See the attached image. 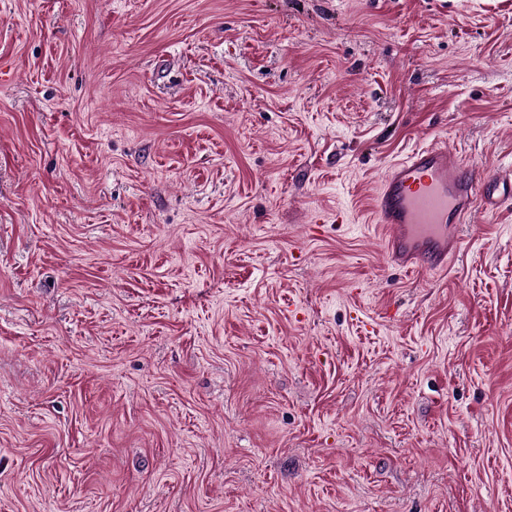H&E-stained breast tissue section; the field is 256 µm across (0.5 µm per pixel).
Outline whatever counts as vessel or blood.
Listing matches in <instances>:
<instances>
[{"label":"vessel or blood","instance_id":"vessel-or-blood-1","mask_svg":"<svg viewBox=\"0 0 512 512\" xmlns=\"http://www.w3.org/2000/svg\"><path fill=\"white\" fill-rule=\"evenodd\" d=\"M512 206V170L481 174L446 145L432 142L391 161L373 201L388 265L447 271L468 241L475 212Z\"/></svg>","mask_w":512,"mask_h":512}]
</instances>
